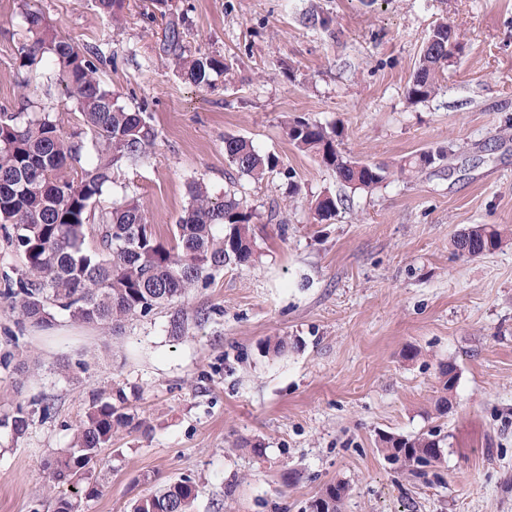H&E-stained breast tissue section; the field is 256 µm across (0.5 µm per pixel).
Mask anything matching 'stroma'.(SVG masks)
<instances>
[{
	"label": "stroma",
	"instance_id": "35a3bbf8",
	"mask_svg": "<svg viewBox=\"0 0 512 512\" xmlns=\"http://www.w3.org/2000/svg\"><path fill=\"white\" fill-rule=\"evenodd\" d=\"M147 3L129 0L117 29L95 0H0V108L49 113L67 133L80 124L53 62L20 61L23 12L39 11L99 49L102 83L127 107L146 105L157 133L95 213L134 192L165 235L201 178L256 209V258L118 335L60 311L50 328L20 327L0 305V357L13 364L0 368V415L37 396L53 405L23 436L0 428V512H54L71 495L43 464L69 446L94 391L123 392L135 424L102 449L81 512H130L184 477L199 488L192 512H306L337 482L349 486L342 512H512V242L475 259L452 247L475 224L512 230V0H176L187 49L231 68L211 88L173 70ZM442 21L463 50L435 95L410 103ZM288 117L342 129L343 155L388 165L387 180L342 186L284 136ZM228 135L277 155V170L240 176ZM423 150L437 155L431 167L400 172ZM327 194L344 203L320 224ZM275 337L289 343L279 357L262 351ZM65 360L87 368L66 374ZM449 365L457 384L442 412ZM428 432L441 463L387 461L382 436Z\"/></svg>",
	"mask_w": 512,
	"mask_h": 512
}]
</instances>
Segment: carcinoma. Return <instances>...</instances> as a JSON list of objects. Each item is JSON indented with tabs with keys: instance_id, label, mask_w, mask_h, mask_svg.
<instances>
[{
	"instance_id": "carcinoma-1",
	"label": "carcinoma",
	"mask_w": 512,
	"mask_h": 512,
	"mask_svg": "<svg viewBox=\"0 0 512 512\" xmlns=\"http://www.w3.org/2000/svg\"><path fill=\"white\" fill-rule=\"evenodd\" d=\"M127 0H98L99 9L120 21ZM26 41L18 48L22 64L48 57L56 66L53 81L77 105L82 128L63 133L48 115L27 117L23 112L0 113V228L8 243L24 259L25 269L5 282L0 301L17 314L18 322L47 326L57 309L81 324L119 329L123 323L146 316L155 308L178 302L196 284L211 280L230 264L246 265L256 254V238L246 201L238 193L213 194L202 179L190 185L189 202L169 239L148 224L140 198L132 195L101 215V246L90 249L85 230L92 205L114 183L125 162L147 157L157 134L146 107L131 109L106 89L98 76V52L80 48L49 29L43 16L25 10ZM182 14L168 16L161 50L180 75L198 87H210L229 70L209 54L188 56L183 45ZM435 42L423 48L411 78L407 97L426 101L435 93L439 76L448 66V24L433 29ZM294 147L334 171L342 185L373 190L388 176L387 168L343 156L338 150L342 131L305 118L284 122ZM224 156L237 171L260 181L279 166L274 154L260 153L241 136L224 138ZM337 199L325 195L315 206L318 222L336 215ZM139 226L142 236L129 250L128 236ZM500 230L482 224L470 228L468 239L459 233L453 246L462 257H477L501 248ZM126 397L92 394L85 420L70 446L47 463L59 484H83L91 496L99 449L112 435L132 424L123 412ZM32 411L22 403L0 417V427L16 437L27 431ZM385 451L408 466L442 461L433 455V435H384ZM348 485L331 484L309 504L310 512H340ZM199 490L189 479L171 482L139 498L133 512H190Z\"/></svg>"
}]
</instances>
